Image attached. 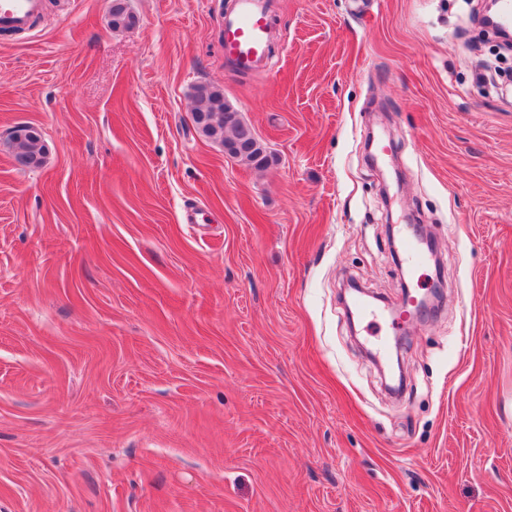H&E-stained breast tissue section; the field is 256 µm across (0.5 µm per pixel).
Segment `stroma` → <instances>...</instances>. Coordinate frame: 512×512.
Segmentation results:
<instances>
[{"instance_id":"obj_1","label":"stroma","mask_w":512,"mask_h":512,"mask_svg":"<svg viewBox=\"0 0 512 512\" xmlns=\"http://www.w3.org/2000/svg\"><path fill=\"white\" fill-rule=\"evenodd\" d=\"M125 2L0 32V512H512V94L476 79L480 0H273L252 74L217 44L235 0ZM200 83L268 168L197 131ZM405 224L438 263L402 262ZM351 282L389 322L348 317ZM13 158L22 169H36L43 166L46 145L35 129L26 127L13 132L11 137Z\"/></svg>"}]
</instances>
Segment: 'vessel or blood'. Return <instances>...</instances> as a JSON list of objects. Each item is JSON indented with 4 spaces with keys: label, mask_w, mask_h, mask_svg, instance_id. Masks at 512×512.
Returning <instances> with one entry per match:
<instances>
[{
    "label": "vessel or blood",
    "mask_w": 512,
    "mask_h": 512,
    "mask_svg": "<svg viewBox=\"0 0 512 512\" xmlns=\"http://www.w3.org/2000/svg\"><path fill=\"white\" fill-rule=\"evenodd\" d=\"M42 9V0H0V30L25 31ZM268 0H237L221 21L220 48L238 73L254 71L267 53Z\"/></svg>",
    "instance_id": "vessel-or-blood-1"
}]
</instances>
